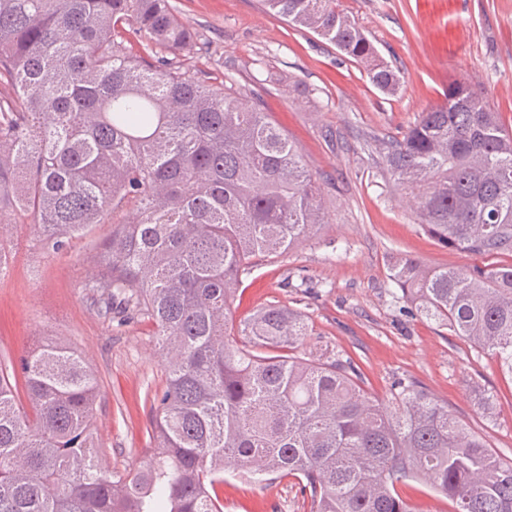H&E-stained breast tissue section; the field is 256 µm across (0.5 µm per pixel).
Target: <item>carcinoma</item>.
<instances>
[{
    "instance_id": "carcinoma-1",
    "label": "carcinoma",
    "mask_w": 512,
    "mask_h": 512,
    "mask_svg": "<svg viewBox=\"0 0 512 512\" xmlns=\"http://www.w3.org/2000/svg\"><path fill=\"white\" fill-rule=\"evenodd\" d=\"M262 5L398 91L339 0ZM195 46L170 0H0V250L18 224L61 252L112 223L81 288L105 320L116 303L147 321L170 353L158 451L131 476L97 459L100 390L77 350L50 340L0 360V512H224L228 472L293 477L310 512H408L396 482L417 478L454 512H512V460L417 382L369 394L349 362L300 351L312 329L286 305L234 324L241 277L312 238L326 212L297 147L247 93L179 60ZM374 150L427 235L512 254V132L466 83ZM390 272L422 315L512 374V264L403 257Z\"/></svg>"
}]
</instances>
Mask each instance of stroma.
I'll return each mask as SVG.
<instances>
[{"mask_svg":"<svg viewBox=\"0 0 512 512\" xmlns=\"http://www.w3.org/2000/svg\"><path fill=\"white\" fill-rule=\"evenodd\" d=\"M197 34L190 65L213 84L242 88L297 146L321 184L329 224L288 254L243 276L234 320L279 302L312 325L305 349L359 368L369 393L389 397L403 379L420 383L451 414L512 459V374L496 357L422 316L390 277L396 257L468 268L480 256L443 247L416 222L366 143L399 137L437 104L450 81L467 82L512 130V0H341L397 72L401 90L381 93L363 68L318 36L265 12L260 0H171ZM110 225L54 253L30 225L14 230L18 253L0 278V356L20 359L44 338L81 352L99 386L94 432L112 471L132 474L156 451L153 396L164 357L147 323L105 321L81 284L87 259ZM496 403L487 419L470 392ZM409 512H453L422 481L398 484ZM224 512H309L294 479L249 483L225 475Z\"/></svg>","mask_w":512,"mask_h":512,"instance_id":"obj_1","label":"stroma"}]
</instances>
